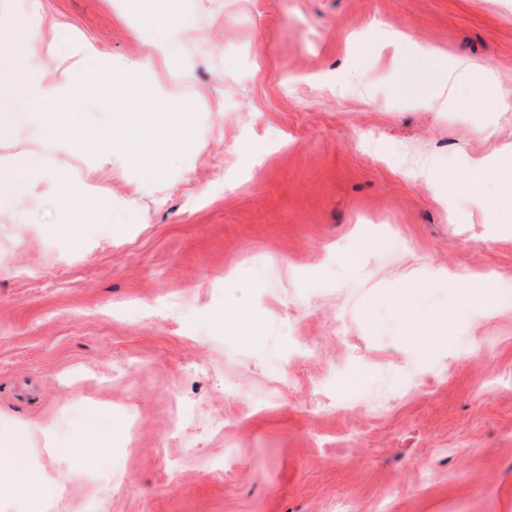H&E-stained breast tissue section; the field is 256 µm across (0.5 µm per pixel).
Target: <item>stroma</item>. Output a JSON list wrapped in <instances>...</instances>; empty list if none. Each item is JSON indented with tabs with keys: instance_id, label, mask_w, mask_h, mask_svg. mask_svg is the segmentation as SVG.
<instances>
[{
	"instance_id": "35a3bbf8",
	"label": "stroma",
	"mask_w": 512,
	"mask_h": 512,
	"mask_svg": "<svg viewBox=\"0 0 512 512\" xmlns=\"http://www.w3.org/2000/svg\"><path fill=\"white\" fill-rule=\"evenodd\" d=\"M178 4L193 72L154 65L199 103L177 157L146 179L75 149L112 126L90 104L53 160L87 185L79 247L54 230L56 181L0 205V449L26 427L55 486L1 492L0 512H512V217L494 184L446 182L512 150V0ZM0 10L41 27L52 79L54 37L116 65L147 40L114 0ZM387 31L467 60L472 84L438 106ZM489 272L490 303L435 350L407 342V283L423 317ZM98 408L113 434L77 444Z\"/></svg>"
}]
</instances>
